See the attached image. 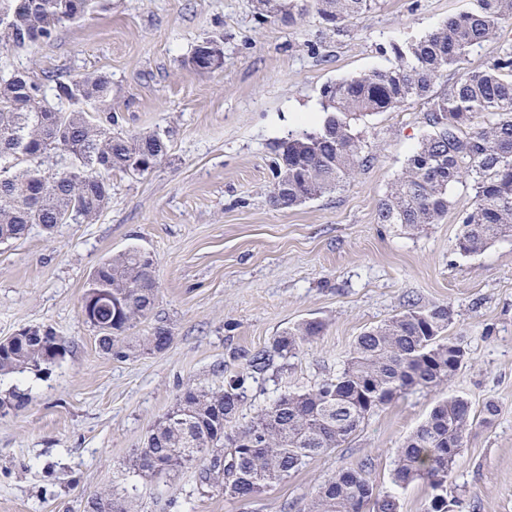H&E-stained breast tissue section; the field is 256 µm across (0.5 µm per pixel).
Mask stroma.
Returning a JSON list of instances; mask_svg holds the SVG:
<instances>
[{"label": "stroma", "mask_w": 512, "mask_h": 512, "mask_svg": "<svg viewBox=\"0 0 512 512\" xmlns=\"http://www.w3.org/2000/svg\"><path fill=\"white\" fill-rule=\"evenodd\" d=\"M105 2L11 59L39 75L106 73L121 129L159 131L170 148L148 174L113 173L96 223L0 244V340L45 325L67 348L44 373L0 379L1 391L30 397L22 411L0 412V512H83L89 495L133 483L139 512H175L177 502L192 512H303L323 481L363 463L399 512H422L427 485L392 482L396 450L454 395L499 406L492 426L464 440L448 485L455 512H512V240L458 254L474 204L462 187L424 232L377 221L426 130L423 106L356 121L374 159L349 183L289 209L270 201L274 147L317 125L325 85L390 67L392 43L429 34L474 0H378L338 33L312 12L294 24L260 22L253 0ZM206 39L220 42L223 68L186 67ZM132 247L153 256L158 285L151 316L133 333L161 323L172 341L117 358L102 351L82 297L94 267ZM411 298L452 312L447 334L461 338L469 360L449 383L379 408L344 445L246 502L194 492L189 470L160 483L131 473L134 452L187 386L218 389L242 371L238 350L271 345L308 320L324 324L277 375L247 380L244 423L280 392L335 375L357 337Z\"/></svg>", "instance_id": "1"}]
</instances>
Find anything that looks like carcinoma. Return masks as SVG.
I'll return each mask as SVG.
<instances>
[{"mask_svg":"<svg viewBox=\"0 0 512 512\" xmlns=\"http://www.w3.org/2000/svg\"><path fill=\"white\" fill-rule=\"evenodd\" d=\"M102 0H0V244L19 241L39 227L51 234L64 224H91L111 199L112 172L144 174L147 157L169 151L163 134L112 132V81L102 72L78 77L50 73L36 80L7 59L11 51L46 44L67 23L86 17ZM376 0H255L262 21L294 22L312 8L322 26L337 30L369 12ZM512 25V0H475L426 36L394 43L395 62L323 88L317 127L291 133L275 150L271 203L292 208L343 186L373 160L356 120L413 102L426 104L427 130L382 200L381 224L422 232L448 212L457 185L471 187L474 205L462 219L456 250L463 256L512 239V40L488 64L469 69L441 91L436 83L475 49L500 39ZM224 64L216 40L196 45L188 59L201 67L203 51ZM158 286L153 257L132 248L100 262L83 302L94 303L90 325L107 354L128 356V332L153 310ZM451 311L412 301L357 337L336 376L304 391H284L248 422L231 428L245 399L248 378L264 376L276 360L294 356L324 325L305 321L269 347L240 354L241 373L218 391L189 387L137 449L132 467L162 479L192 469L200 487L229 500L248 501L343 445L368 416L400 395L449 382L467 363L462 343L445 335ZM172 341L162 324L143 347L160 351ZM59 337L47 341L37 326L0 340V376L42 371L64 356ZM29 401L14 388L0 400L13 411ZM498 415L493 401L475 411L465 397L438 402L397 449L392 482H424L431 490L423 512H454L448 481L467 431ZM85 512H134L130 492L87 498ZM305 512H398L396 498L376 489L365 466L347 468L318 487Z\"/></svg>","mask_w":512,"mask_h":512,"instance_id":"obj_1","label":"carcinoma"}]
</instances>
